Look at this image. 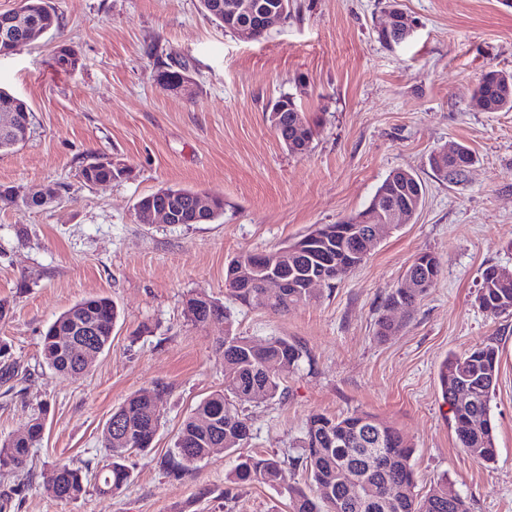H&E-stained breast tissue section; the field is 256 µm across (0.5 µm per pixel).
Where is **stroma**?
I'll return each instance as SVG.
<instances>
[{
  "mask_svg": "<svg viewBox=\"0 0 512 512\" xmlns=\"http://www.w3.org/2000/svg\"><path fill=\"white\" fill-rule=\"evenodd\" d=\"M49 2L59 27L0 56V89L34 115L29 139L0 154V185L56 190L39 209L0 206V300L11 309L0 340L18 368L0 383V440L35 412L45 425L25 475L0 469L7 512H288L274 489L229 485L236 456L213 455L179 478L160 467L183 420L224 387V323H192L185 302L225 300L232 257L363 209L398 168L422 179L423 205L359 269L285 314L232 305L241 334L284 337L312 356L289 375L285 399L250 408L242 453L287 456L314 413H369L413 446L416 493L445 477L471 512H512V313L492 318L474 303L482 269L512 270V111H482L471 97L486 71L512 72V0H397L413 32L392 46L375 32L386 0H297L258 40L225 32L199 0ZM62 43L78 54L76 69L55 66ZM177 62L190 70L192 95L157 79ZM283 94L317 123L305 155L288 154L267 120L268 102ZM456 143L477 161L451 185L428 158ZM95 156L121 163L125 176L84 183L79 171ZM167 187L222 197L224 214L211 224L139 223L137 202ZM423 252L439 259L440 276L413 308L394 312L399 332L378 340L385 297ZM98 295L121 312L110 349L86 372L54 374L41 352L46 328ZM489 340L499 347L498 456L484 464L457 444L438 371L449 353ZM158 384L167 388L161 427L150 452L128 455L127 487L55 497L51 469L99 471L113 410Z\"/></svg>",
  "mask_w": 512,
  "mask_h": 512,
  "instance_id": "obj_1",
  "label": "stroma"
}]
</instances>
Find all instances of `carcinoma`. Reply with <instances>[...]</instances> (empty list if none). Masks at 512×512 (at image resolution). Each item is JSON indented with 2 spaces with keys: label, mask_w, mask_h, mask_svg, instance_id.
<instances>
[{
  "label": "carcinoma",
  "mask_w": 512,
  "mask_h": 512,
  "mask_svg": "<svg viewBox=\"0 0 512 512\" xmlns=\"http://www.w3.org/2000/svg\"><path fill=\"white\" fill-rule=\"evenodd\" d=\"M251 9L243 13L238 9L239 0H200L203 10L217 21L224 31L237 36L248 29L259 39L265 32L259 30L262 15L270 10L291 9V0H248ZM14 17L13 27L29 41L40 39L47 31L59 25V15L47 0H21ZM406 23L400 15L385 14L377 28L380 42L399 44L408 38ZM54 63L61 70H73L79 64L76 51L68 44L58 45ZM158 81L177 94H191L187 87L194 85L186 65L165 67L158 73ZM473 98L483 105L486 112L512 111V73L489 71L473 91ZM271 127L288 152L301 156L309 148L316 132V122L301 112L295 98L282 95L269 102L266 108ZM11 117L16 132L6 133L0 126V152L14 149L21 144L19 134L32 128L33 113L29 106L11 93L0 89V122ZM475 163L471 150L457 145L452 155L441 150L429 159L434 176L448 181V173L458 167ZM82 179L87 183L117 180L123 176L112 159L94 157L82 166ZM15 187L0 185V202L22 205L27 209L46 204L39 191L31 192L28 203L14 193ZM386 196L394 206H406L418 211L424 187L419 177L404 169L389 173L377 187L374 195L362 210L354 213L358 219L360 235L347 233L348 224L341 219L334 224L336 232L327 239L308 233L301 238L271 251H243L227 264L225 283L231 301L249 307L286 313L308 305L318 299L301 287L307 275H325V286L331 288L336 281L358 269L370 254L365 245V234L381 221L376 200ZM176 209L181 224H208L224 214V201L211 200L208 220L196 213L194 192L185 189H160L140 200L141 211L157 205ZM280 266L288 278V287L274 295L261 288L262 272L270 265ZM499 267L488 266L481 273V284L475 304L489 316L497 317L512 312V278L498 274ZM407 272L420 281H435L441 272L438 259L431 253L418 255ZM426 292L424 288L403 290L395 288L385 300L384 311L378 320L376 335L384 340L393 335L400 325L387 312L395 306L410 308ZM187 317L194 323L211 319L224 320V337L219 340V351L224 357V390L216 391L202 399L192 413L182 422L173 448L161 459L166 474L179 478L197 468L198 463L209 458L217 443L224 442V453L233 454L252 439L250 418L244 413L249 406H259L275 398L283 399L286 388L283 381L298 370L305 361H311L310 352L296 342L283 337H272L262 343L241 335L234 329L231 309L224 303L206 295L196 294L186 300ZM120 313L108 297L82 300L62 312L47 328L42 338L45 365L56 374L73 375L84 372L83 357L99 356L112 344V332ZM11 347L0 342V380L14 377ZM499 374L498 347L491 341L463 353H451L441 363L438 379L442 398L453 414L459 447L473 458L490 464L496 461L495 428L490 418L491 402ZM466 383L471 400L459 405L454 394L459 383ZM148 392L129 396L113 412L123 419L133 443L125 452H148L152 444L136 441L143 425L154 424L160 428V414L156 400L163 399L167 389L157 386ZM42 413L33 415L27 422V432L16 438L0 440V468L16 472L24 470L33 448L43 438ZM206 425H201V422ZM377 450V457L364 454L365 447ZM414 448L388 422L368 413H351L345 416H327L316 413L306 421L302 437L295 452L281 459L276 455H240L232 474L238 483H254L288 493L289 512H470L465 497L448 485V479L436 482L424 495L415 493L416 475L412 464ZM110 462L95 475L96 488L104 493H120L130 482L131 474L126 458L109 455ZM304 471L310 478L315 493L293 486L286 481V471ZM49 481L57 484L60 499H80L91 484L88 470L62 464L49 474ZM367 486L372 497L384 502L376 507L369 501L356 497L354 487Z\"/></svg>",
  "instance_id": "obj_1"
}]
</instances>
